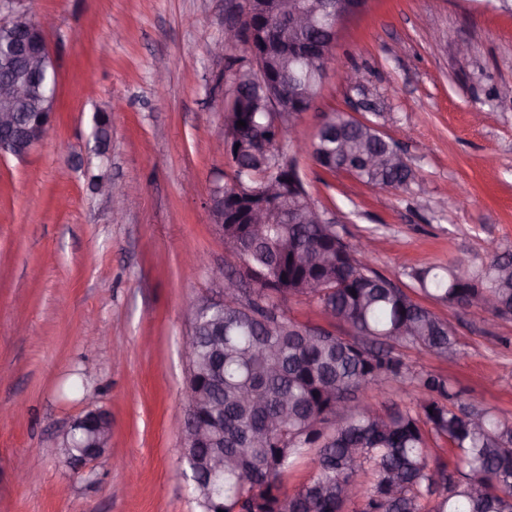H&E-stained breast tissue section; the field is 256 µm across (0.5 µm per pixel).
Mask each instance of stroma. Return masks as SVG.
<instances>
[{
	"label": "stroma",
	"instance_id": "stroma-1",
	"mask_svg": "<svg viewBox=\"0 0 512 512\" xmlns=\"http://www.w3.org/2000/svg\"><path fill=\"white\" fill-rule=\"evenodd\" d=\"M225 0H20L52 16L60 109L25 158L0 156V512H196L183 475L188 304L219 299L210 267L234 264L208 209L231 168L224 138ZM470 51L462 55L458 42ZM356 68L361 89L337 71ZM167 82L157 85V72ZM372 121L413 181L389 188L330 173L308 152L323 113ZM109 138L97 152L96 118ZM293 157L311 200L407 293L414 270L512 253V13L497 0H372L341 27ZM127 191L122 219L91 176ZM457 330L442 361L461 402L512 421V317L433 304ZM112 418L109 449L73 471L59 446L88 407ZM31 476L17 482L16 461Z\"/></svg>",
	"mask_w": 512,
	"mask_h": 512
}]
</instances>
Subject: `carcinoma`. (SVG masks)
I'll return each mask as SVG.
<instances>
[{"mask_svg":"<svg viewBox=\"0 0 512 512\" xmlns=\"http://www.w3.org/2000/svg\"><path fill=\"white\" fill-rule=\"evenodd\" d=\"M15 29L0 30V85L20 75L3 52ZM313 71L295 79L298 93L320 94ZM44 93L16 104L41 121ZM249 114L245 137H268L266 97L254 88L240 100ZM396 143L373 123L326 114L312 146L329 172L344 171L387 188L414 177L406 158L369 169L362 159L390 156ZM253 186L273 177L265 157L241 153ZM276 224L249 227L246 237L224 225V241L241 266L266 273L260 287L242 288L234 307L191 332L197 351L192 392L195 423L210 428L202 461L224 458V475L197 479L201 512H512V423L455 406L460 392L448 378L406 366L397 348L418 346L436 358L457 355L455 327L357 257L332 242V224L314 223L305 197L283 203ZM423 296L461 310L485 296L512 307V254L495 253L477 270L457 264L416 271ZM291 298L318 304L336 324L324 328L288 318ZM389 379L421 398L379 409L364 399ZM448 444L429 459L430 439ZM313 474L290 492L285 476L307 455Z\"/></svg>","mask_w":512,"mask_h":512,"instance_id":"1","label":"carcinoma"}]
</instances>
